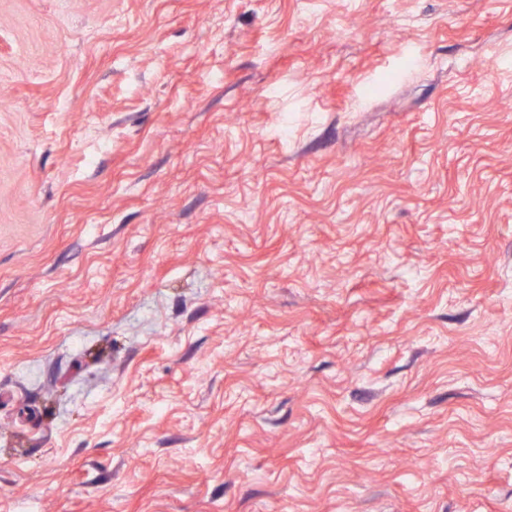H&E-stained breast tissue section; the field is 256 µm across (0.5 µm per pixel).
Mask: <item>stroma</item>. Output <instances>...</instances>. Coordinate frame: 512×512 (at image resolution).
Returning a JSON list of instances; mask_svg holds the SVG:
<instances>
[{
	"label": "stroma",
	"mask_w": 512,
	"mask_h": 512,
	"mask_svg": "<svg viewBox=\"0 0 512 512\" xmlns=\"http://www.w3.org/2000/svg\"><path fill=\"white\" fill-rule=\"evenodd\" d=\"M0 512H512V0H0Z\"/></svg>",
	"instance_id": "35a3bbf8"
}]
</instances>
